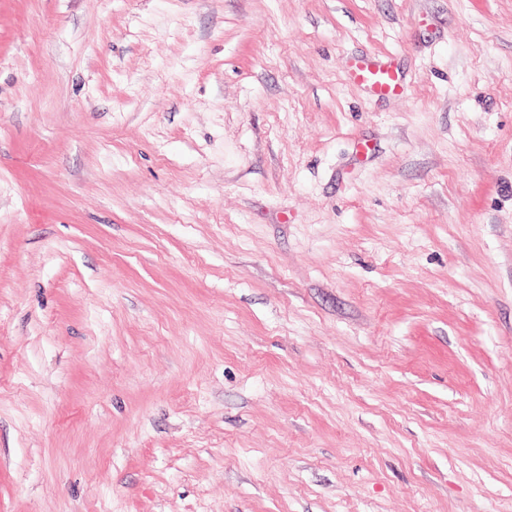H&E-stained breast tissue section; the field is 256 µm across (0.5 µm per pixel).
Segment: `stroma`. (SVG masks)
<instances>
[{
	"label": "stroma",
	"instance_id": "1",
	"mask_svg": "<svg viewBox=\"0 0 512 512\" xmlns=\"http://www.w3.org/2000/svg\"><path fill=\"white\" fill-rule=\"evenodd\" d=\"M0 512H512V0H0ZM348 74L351 81L377 97L397 95L401 85V78L392 63L378 57L354 59Z\"/></svg>",
	"mask_w": 512,
	"mask_h": 512
}]
</instances>
